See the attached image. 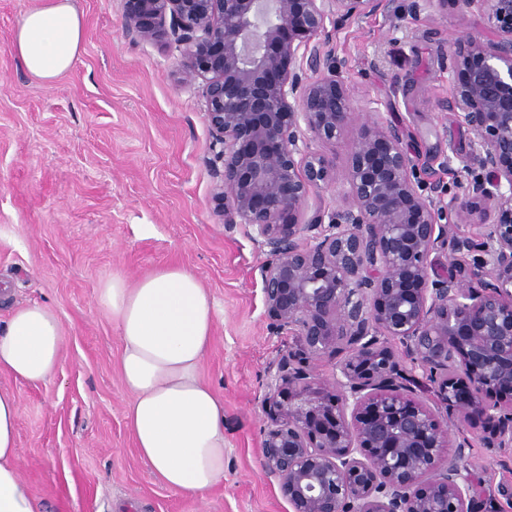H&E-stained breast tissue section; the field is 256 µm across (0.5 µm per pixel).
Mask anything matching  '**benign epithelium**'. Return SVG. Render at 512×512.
Listing matches in <instances>:
<instances>
[{
  "label": "benign epithelium",
  "mask_w": 512,
  "mask_h": 512,
  "mask_svg": "<svg viewBox=\"0 0 512 512\" xmlns=\"http://www.w3.org/2000/svg\"><path fill=\"white\" fill-rule=\"evenodd\" d=\"M450 1L482 20L437 49L481 173L446 202L403 131L359 112L333 47L388 0H123L125 33L173 47L179 82L198 88L213 202L256 231L267 315L301 342L264 399L260 455L292 512H489L451 426L512 449V0L409 9ZM350 131L339 171L316 146ZM337 184L342 206L310 205ZM326 356L321 382L309 364Z\"/></svg>",
  "instance_id": "7a95c632"
}]
</instances>
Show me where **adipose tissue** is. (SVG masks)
I'll return each mask as SVG.
<instances>
[{"label": "adipose tissue", "instance_id": "obj_1", "mask_svg": "<svg viewBox=\"0 0 512 512\" xmlns=\"http://www.w3.org/2000/svg\"><path fill=\"white\" fill-rule=\"evenodd\" d=\"M82 21L71 0H41L15 31L13 51L35 77L49 82L79 54ZM99 304L115 322L117 365L130 395L126 425L140 456L169 489L189 496L224 480V401L204 380L215 307L188 270L163 266L131 284L103 282ZM64 331L48 306L15 308L0 325V372L46 384L62 359ZM18 396L0 389V512H43L19 467Z\"/></svg>", "mask_w": 512, "mask_h": 512}]
</instances>
